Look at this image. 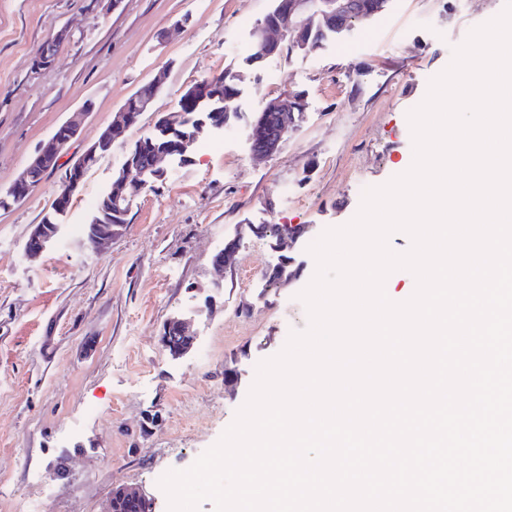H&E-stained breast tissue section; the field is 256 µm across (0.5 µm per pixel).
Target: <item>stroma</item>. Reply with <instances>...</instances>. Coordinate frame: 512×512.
<instances>
[{
    "instance_id": "35a3bbf8",
    "label": "stroma",
    "mask_w": 512,
    "mask_h": 512,
    "mask_svg": "<svg viewBox=\"0 0 512 512\" xmlns=\"http://www.w3.org/2000/svg\"><path fill=\"white\" fill-rule=\"evenodd\" d=\"M506 0H388L373 21L317 51L250 65L248 45L272 0H0V195L55 129L87 110L68 154L96 142L158 72L153 107L87 172L60 237L37 260L24 246L51 214L64 168L27 198L0 207V512H102L114 487L143 490L168 512L159 479L188 469L247 399L259 362L278 354L309 315L300 292L316 269L309 246L350 222L365 189L411 159L407 114L424 100L484 17ZM50 68L32 58L59 30ZM237 74V117L204 131L188 160L130 206L105 253L84 228L130 147L179 106L193 83ZM303 93L306 106L280 150L251 154L264 102ZM302 228L298 278L268 288L274 240L251 225ZM240 236L234 266L211 257ZM190 320L194 349L171 358L159 342L170 318ZM237 369L235 389L224 369Z\"/></svg>"
}]
</instances>
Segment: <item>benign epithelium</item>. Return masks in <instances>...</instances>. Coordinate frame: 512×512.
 Here are the masks:
<instances>
[{"label": "benign epithelium", "mask_w": 512, "mask_h": 512, "mask_svg": "<svg viewBox=\"0 0 512 512\" xmlns=\"http://www.w3.org/2000/svg\"><path fill=\"white\" fill-rule=\"evenodd\" d=\"M381 6V0H375L371 4L366 0H281L279 10L284 14L286 23L273 27L265 23L258 24L253 32L254 52L256 57L264 60L275 55L279 45L285 40L297 45L301 44L300 22L315 12L325 19L348 20L354 16L361 18L371 11L376 12L381 9ZM66 37L67 30L62 29L44 43L33 57L32 69L41 71L52 66ZM219 80L220 77L217 76L192 85L187 89L186 98L206 99L219 84ZM161 84L162 81L158 78L148 83L150 91H138L133 97L134 111H129L128 105H123L116 120L103 130L98 140L71 160L65 172L63 187L53 201V208L57 214L60 215L67 210L72 195L80 187L87 171L99 156L109 151L112 143L135 124L143 113L151 109ZM263 112L277 113L278 125L273 135L266 133V124L263 119L254 127L250 134V141L252 154L256 158H267L276 153L286 137L297 128L291 98L288 96L266 103ZM87 115L88 112L84 109L74 113L70 119L59 125L51 138L43 144L15 178L7 194L0 199L16 202L26 198L42 182L44 175L58 166L60 158L69 150L79 133L82 120ZM168 157H170L168 151L155 150L152 166L146 170L140 167L135 155L128 156L114 186L104 196V203L90 220L93 224V231L90 232V249L101 252L121 235L123 225L112 224V212L128 209L133 196L127 194V191L132 190L138 193L149 181L162 178L165 171L160 167V162ZM59 231L60 227L57 224L34 225L25 245L27 257L31 260L39 258ZM163 331L175 334L181 339V347L176 357H183L192 350L195 336L189 333L185 320L172 318L164 324ZM142 498L144 495L141 493L125 486H118L112 491V497L103 512H124V507Z\"/></svg>", "instance_id": "benign-epithelium-1"}]
</instances>
